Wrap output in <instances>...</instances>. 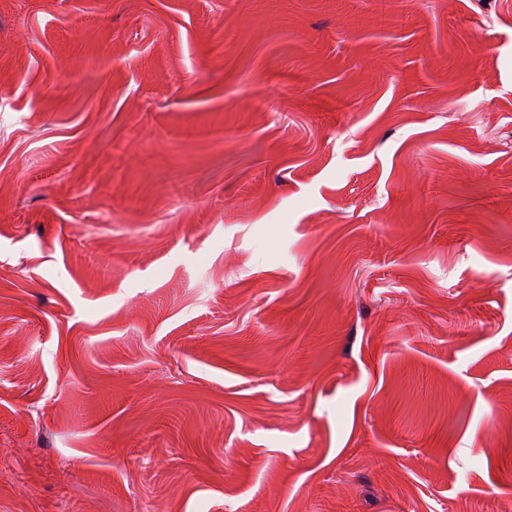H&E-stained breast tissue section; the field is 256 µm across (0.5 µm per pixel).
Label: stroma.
<instances>
[{"label":"stroma","mask_w":512,"mask_h":512,"mask_svg":"<svg viewBox=\"0 0 512 512\" xmlns=\"http://www.w3.org/2000/svg\"><path fill=\"white\" fill-rule=\"evenodd\" d=\"M0 512H512V0H0Z\"/></svg>","instance_id":"obj_1"}]
</instances>
